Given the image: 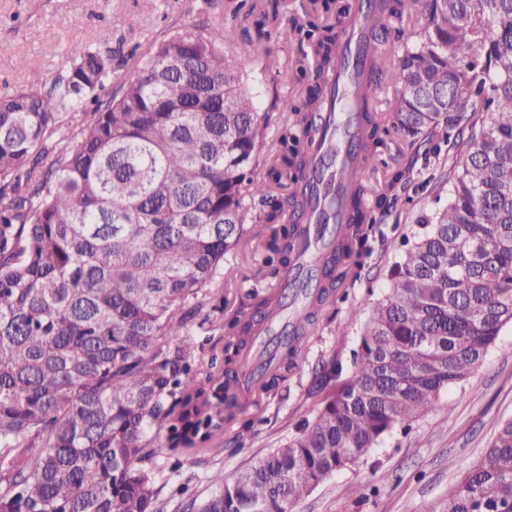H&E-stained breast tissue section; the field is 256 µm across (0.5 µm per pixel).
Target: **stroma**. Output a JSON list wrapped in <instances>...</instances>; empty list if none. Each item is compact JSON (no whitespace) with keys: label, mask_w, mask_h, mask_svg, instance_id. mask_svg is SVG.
<instances>
[{"label":"stroma","mask_w":512,"mask_h":512,"mask_svg":"<svg viewBox=\"0 0 512 512\" xmlns=\"http://www.w3.org/2000/svg\"><path fill=\"white\" fill-rule=\"evenodd\" d=\"M204 18L259 41L263 54L248 64L247 71L260 94V111L272 115L269 143L277 145L288 117L274 110V96L294 98L305 90L295 75L299 47L259 37L253 19L234 15L223 0L210 9L204 0H0V93L43 86L63 65L69 41L81 38L95 44L104 33L110 35L116 55L112 81L120 83L155 40L192 29ZM20 56L27 60L22 68L16 64ZM441 172L437 160L418 161L411 180L397 189L393 208L379 219L361 278L341 289L335 302L319 313L317 333L289 376L287 388L249 407V416L256 420L252 440L234 445L229 431L225 437L230 444L223 451L185 461L180 477L159 485L161 499L168 502L166 512H176L179 499L173 491L179 483L188 484L198 499L208 498L214 490L210 480L214 471L247 468L284 443L298 421L313 415L323 396V365L332 360L349 364L365 320L363 311L387 285L383 268L401 254L402 238L434 210L432 191ZM277 282L260 245L226 256L224 309L214 310L211 301H204L188 330L203 359L221 355L224 324L242 309L249 294L273 291ZM508 420H512L511 324L502 328L483 366L442 394L439 410L414 421L410 430L386 437L360 463L337 472L301 500L295 512H442L458 481Z\"/></svg>","instance_id":"1"}]
</instances>
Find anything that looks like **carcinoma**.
<instances>
[{
  "instance_id": "1",
  "label": "carcinoma",
  "mask_w": 512,
  "mask_h": 512,
  "mask_svg": "<svg viewBox=\"0 0 512 512\" xmlns=\"http://www.w3.org/2000/svg\"><path fill=\"white\" fill-rule=\"evenodd\" d=\"M356 69L402 85L388 109L357 113L362 174L395 132L409 147L448 144L447 206L387 270L353 352L350 374L331 362L332 387L312 419L249 469L212 475L213 494L182 512H293L325 480L384 438L436 410L441 393L483 363L512 324V0H379ZM298 61L302 100L283 98L291 131L267 151L271 116L257 111L244 63L257 45L203 21L155 41L107 98L112 49L67 46L40 88L0 96V512H164L156 458L175 473L234 424L253 427L242 362L256 316L301 306L270 338L274 394L298 367L318 313L361 277L370 235L413 162L392 168L371 203L361 182L347 224L323 221L327 244L297 285L251 296L225 323L224 359L204 365L185 335L188 301L209 294L224 256L251 239L273 273L292 266L294 190L313 167L316 115L340 65L336 34L310 20L290 28L279 0L249 7ZM423 16L395 57L391 19ZM239 48L241 62L226 49ZM90 114L78 130L69 117ZM71 144L57 148L56 140ZM263 213L252 217V203ZM180 337L172 343L169 337ZM512 506V420L457 483L444 512Z\"/></svg>"
}]
</instances>
